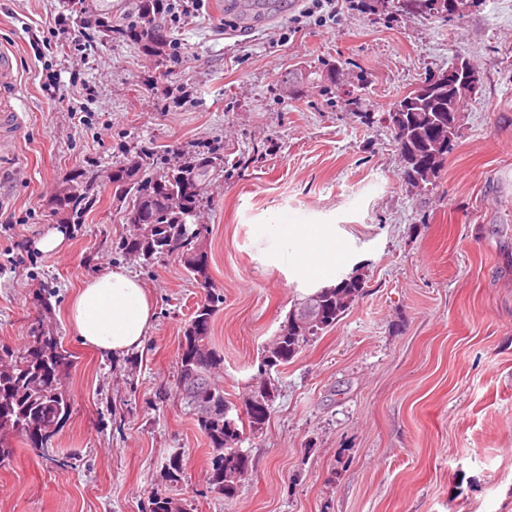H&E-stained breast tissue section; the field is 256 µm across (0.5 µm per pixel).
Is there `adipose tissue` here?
<instances>
[{
  "label": "adipose tissue",
  "mask_w": 512,
  "mask_h": 512,
  "mask_svg": "<svg viewBox=\"0 0 512 512\" xmlns=\"http://www.w3.org/2000/svg\"><path fill=\"white\" fill-rule=\"evenodd\" d=\"M285 242L307 254L296 266L301 278L328 283L341 258L331 225L286 229ZM66 315L84 346L122 356L141 346L154 321V304L137 277L116 266L87 278L72 295Z\"/></svg>",
  "instance_id": "1"
}]
</instances>
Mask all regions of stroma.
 <instances>
[{"mask_svg":"<svg viewBox=\"0 0 512 512\" xmlns=\"http://www.w3.org/2000/svg\"><path fill=\"white\" fill-rule=\"evenodd\" d=\"M103 2L85 0L78 19L68 0H0V47L18 66L0 103L22 117L0 164V344L24 352L35 333L55 336L72 403L49 449L20 445L0 468V512H149L157 491L181 512H512V0L450 18L339 0L326 25L309 0L247 22L236 0H162L167 42L151 51L99 28ZM459 54L482 85L421 193L382 115ZM215 146L227 163L203 188L195 221L208 231L191 245L208 287L179 258L120 253L113 173ZM77 173L96 201L69 224L53 201ZM295 222L335 225L333 276L360 275L364 291L270 371L269 419L243 434L251 467L227 497L178 395L181 339L206 288L223 293L211 379L242 406L281 325L317 289L289 260L268 261ZM56 229L64 250L39 251ZM116 265L144 283L156 319L141 349L104 357L65 310Z\"/></svg>","mask_w":512,"mask_h":512,"instance_id":"stroma-1","label":"stroma"}]
</instances>
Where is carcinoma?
Instances as JSON below:
<instances>
[{"mask_svg":"<svg viewBox=\"0 0 512 512\" xmlns=\"http://www.w3.org/2000/svg\"><path fill=\"white\" fill-rule=\"evenodd\" d=\"M402 10L420 17L449 16L454 13V0H402ZM137 19L127 26L131 40L152 50L163 42L161 26L156 23L158 0H137ZM462 101L441 88L436 95L423 99L409 92L392 104L405 115L407 134L395 140L402 161H415L416 167L404 174L416 188L426 189L440 171L445 158L454 148L457 137V113ZM224 168V155L192 157L166 168L161 182L153 177H137L139 165L121 167L112 175L119 195L125 203L123 223L130 225L129 234L120 238L118 248L124 254L150 260L162 257L158 240L171 246L170 255L184 258L195 275L208 280L205 256L189 252V246L207 228L191 227L189 212L197 210L202 200L203 185L211 171ZM93 187L72 177L69 193L56 202L57 208L69 213L72 223L83 220V202ZM363 278L359 275L341 279L336 285L319 288L297 304L302 308L315 303L322 318L306 328L293 323V315L283 327L288 335L277 336L262 363L274 361L284 366L311 341L336 325L351 305L362 295ZM222 297L216 293L194 311L183 332L179 353V394L189 411L197 416L200 429L217 452L210 476L211 485L226 496L237 490L241 476L249 470L247 453L238 448L241 442L236 420L229 417L234 404L224 389L212 384L209 374L221 364V356L209 346L210 323ZM67 364L65 352L56 338L40 336L25 353L17 354L0 345V464L14 455L12 440L19 437L32 448H45L54 432L71 415V401L59 387V375ZM271 394L259 385L244 401L245 415L251 432L263 430L268 420ZM149 512H179L176 503L162 493H155Z\"/></svg>","mask_w":512,"mask_h":512,"instance_id":"1","label":"carcinoma"}]
</instances>
